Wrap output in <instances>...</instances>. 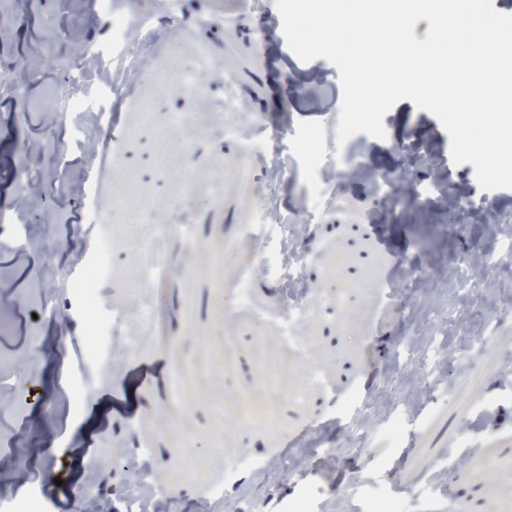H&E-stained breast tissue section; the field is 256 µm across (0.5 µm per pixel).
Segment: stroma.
I'll use <instances>...</instances> for the list:
<instances>
[{
	"mask_svg": "<svg viewBox=\"0 0 512 512\" xmlns=\"http://www.w3.org/2000/svg\"><path fill=\"white\" fill-rule=\"evenodd\" d=\"M275 0H179L189 16L226 17L223 25L166 24L151 49L150 65L129 80L112 82V18L140 10L165 17L164 0H112L110 12L89 0H0V79L26 85L17 103L0 93V188L13 205L24 188L41 182L45 154L33 144L54 143L62 155L44 197L13 221L0 224V312L13 328L0 336V378L35 373L41 391L63 393L82 378L89 393L78 406L48 410L37 401L0 408V469L13 474L11 491L38 490L49 512H71V496L93 484L112 512L127 496L151 494L161 512H286L290 500L309 494L315 512H369L380 496L401 501L405 512H512V276L484 273L469 309L456 308L453 267L497 248L512 233V189L482 190L472 164H453L450 139L439 121L404 99L384 116L386 139L364 137L357 147L337 146L342 92L339 71L319 58L301 61L280 42ZM201 91L177 94L185 70ZM235 78L244 110L252 118L248 138L225 136L236 114L224 111V74ZM81 75L88 112H119L121 149L109 171L86 152L70 150L65 118L49 122L58 94ZM153 118L144 121L143 106ZM181 114V123L171 121ZM317 132L316 149L328 167L341 169L344 154L358 150L361 168L346 172L341 198L324 207L310 186L314 173L304 133ZM176 141L187 142L193 170H185ZM278 152L290 165L287 188L277 202L288 222L305 225L317 258L304 276L320 291L336 282L345 293L338 309L320 301L301 329L296 348H286L274 325L226 316L211 280L212 268L232 284L242 253L272 252L276 240L253 194L265 180L261 165L242 169L253 151ZM432 164H425V157ZM404 167L431 178L455 198L477 206L453 221L429 193L413 201L403 187H375V174ZM224 174V195L209 197L214 172ZM197 207L188 264L164 282L161 328L139 351L105 341L99 361L76 363L68 350L34 357L37 344L85 335L88 322L79 298L61 299L57 320L28 317L40 300L33 283L44 259L32 250L24 260L11 253L14 227L42 225L54 236L51 261L65 276L74 259L91 263L99 236L112 240L100 302L104 323L113 313L133 312L131 292L139 261L125 227L142 220L148 195L154 222L149 237L179 247L173 220L185 188ZM427 283L411 285L413 272ZM499 316L496 331L487 319ZM413 331L417 348L434 347L436 363L428 390L414 366L404 365L394 344ZM183 364L189 384L172 392V371ZM320 380L304 400L292 390L309 372ZM278 387L279 426L264 418L240 419L233 402L249 390L264 398L268 381ZM224 388V416L209 394ZM384 402L373 420L370 457L348 453L350 428L364 405ZM402 418L397 444L382 430ZM199 457L202 478L178 484L177 454ZM296 460L293 474L259 471L258 463ZM54 460L56 481L42 479ZM146 476L132 487L127 466ZM220 486L215 497L210 487Z\"/></svg>",
	"mask_w": 512,
	"mask_h": 512,
	"instance_id": "stroma-1",
	"label": "stroma"
}]
</instances>
